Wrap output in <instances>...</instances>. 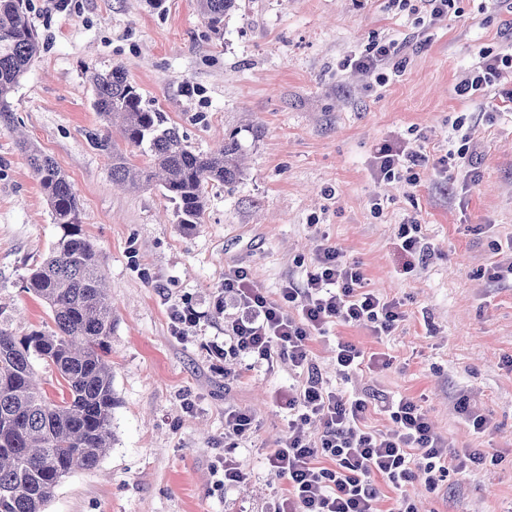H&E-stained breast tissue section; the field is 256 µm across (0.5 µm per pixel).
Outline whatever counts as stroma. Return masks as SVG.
Instances as JSON below:
<instances>
[{"instance_id": "1", "label": "stroma", "mask_w": 512, "mask_h": 512, "mask_svg": "<svg viewBox=\"0 0 512 512\" xmlns=\"http://www.w3.org/2000/svg\"><path fill=\"white\" fill-rule=\"evenodd\" d=\"M40 37L38 59L0 121V324L16 334L46 329L50 312L24 287L60 230L20 141L35 144L79 197L112 297L113 448L76 470L46 512H273L287 492L265 456L288 431L275 397L303 376L216 361L224 339L217 297L224 270L242 266L271 298L302 282L320 235L358 260L370 288L400 302L390 335L329 326L312 343L327 387H335L337 341L384 352L391 364L343 384L376 395L369 425L391 426L381 398L418 400L450 450L479 448L496 463L450 474L437 490L383 484L378 512L401 498L418 512H512V281H494L493 241L512 238V69L484 95L463 98L480 50L512 52V14L496 0H455L431 21L419 0H239L214 35L196 0H27ZM396 41L385 81L350 66L377 42ZM122 65L129 81L166 112L196 150L236 134L244 174L213 189L201 224H176L161 186L113 185L111 161L89 135L106 129L92 107L91 71ZM462 123L477 143L478 182L438 163L461 146ZM423 147L416 184L377 179L381 144ZM421 224L425 257L411 273L395 249L398 224ZM201 319L174 335L170 316ZM487 417L474 434L459 399ZM252 412L256 427L224 446V411ZM236 461L240 483L222 485L213 467Z\"/></svg>"}]
</instances>
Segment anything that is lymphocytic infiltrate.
I'll use <instances>...</instances> for the list:
<instances>
[{
	"label": "lymphocytic infiltrate",
	"mask_w": 512,
	"mask_h": 512,
	"mask_svg": "<svg viewBox=\"0 0 512 512\" xmlns=\"http://www.w3.org/2000/svg\"><path fill=\"white\" fill-rule=\"evenodd\" d=\"M507 68H512V53L480 54L473 72L457 85V95L468 98L484 91ZM425 161L419 150L384 144L375 150L374 171L391 180L408 170L412 184L417 180L413 168ZM223 293L234 313L224 328V344L211 348L215 357H241L251 367L269 369L285 357L308 373L301 387L284 398L288 434L267 458L268 467L288 481L274 512H375L379 480L396 486L421 481L433 490L451 472L486 463L477 449L449 452L413 399L388 402L384 410L391 427L370 430L364 424L367 399L326 390L316 378L310 342L329 323L386 336L403 318L399 302L367 288L359 262L347 259L328 238H321L305 282L284 286L278 298L257 288L240 266L225 269ZM320 458L328 459V466H317Z\"/></svg>",
	"instance_id": "f902f5d3"
}]
</instances>
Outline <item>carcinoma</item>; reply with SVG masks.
Returning a JSON list of instances; mask_svg holds the SVG:
<instances>
[{
  "mask_svg": "<svg viewBox=\"0 0 512 512\" xmlns=\"http://www.w3.org/2000/svg\"><path fill=\"white\" fill-rule=\"evenodd\" d=\"M236 2L199 0L213 33L224 30ZM39 52L26 0H0V120L11 118V95ZM91 82L94 110L146 158L143 166L132 164L108 135L94 134L93 145L112 158V182L143 188L156 179L175 203L176 223H201L208 188L231 187L242 176L238 139L198 152L143 99L122 66L94 72ZM22 146L62 234L26 278L53 328L17 336L0 327V512H45L71 471L95 468L112 448V303L73 185L50 155ZM38 360L56 373L60 399L39 387Z\"/></svg>",
  "mask_w": 512,
  "mask_h": 512,
  "instance_id": "cac0c4a2",
  "label": "carcinoma"
}]
</instances>
